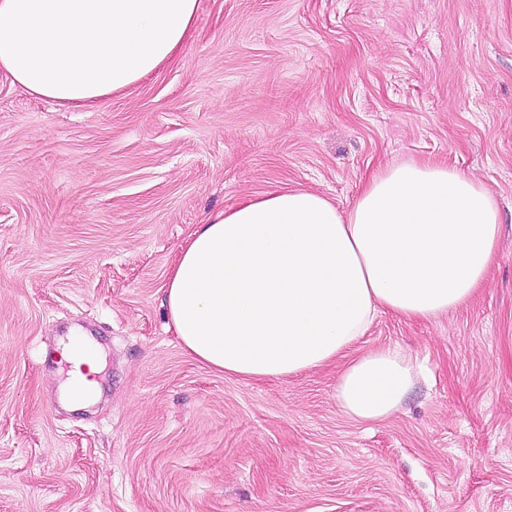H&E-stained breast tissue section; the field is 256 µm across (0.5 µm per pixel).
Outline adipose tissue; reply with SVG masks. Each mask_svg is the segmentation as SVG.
<instances>
[{"label":"adipose tissue","instance_id":"obj_1","mask_svg":"<svg viewBox=\"0 0 512 512\" xmlns=\"http://www.w3.org/2000/svg\"><path fill=\"white\" fill-rule=\"evenodd\" d=\"M199 0H0V71L31 94L95 107L159 70L192 37ZM475 178L414 161L374 173L355 204L272 188L196 225L165 282L168 327L209 367L247 379L288 377L336 359L342 412L390 418L416 378L396 349L353 353L379 311L426 320L484 283L500 231ZM62 385L96 394L101 352L75 356Z\"/></svg>","mask_w":512,"mask_h":512}]
</instances>
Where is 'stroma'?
Segmentation results:
<instances>
[{
  "mask_svg": "<svg viewBox=\"0 0 512 512\" xmlns=\"http://www.w3.org/2000/svg\"><path fill=\"white\" fill-rule=\"evenodd\" d=\"M476 178L485 285L358 351L420 374L356 423L338 364L242 379L190 356L163 286L207 216L274 187L341 209L402 161ZM100 345L68 404L67 329ZM0 512H512V0H199L175 59L93 109L0 72Z\"/></svg>",
  "mask_w": 512,
  "mask_h": 512,
  "instance_id": "obj_1",
  "label": "stroma"
}]
</instances>
